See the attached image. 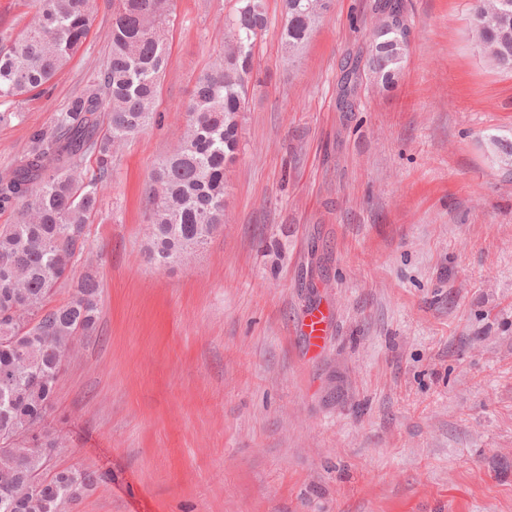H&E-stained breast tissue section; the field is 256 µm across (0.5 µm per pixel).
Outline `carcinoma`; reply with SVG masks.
<instances>
[{"mask_svg": "<svg viewBox=\"0 0 512 512\" xmlns=\"http://www.w3.org/2000/svg\"><path fill=\"white\" fill-rule=\"evenodd\" d=\"M170 0H112L110 48L88 90L53 125L32 132L27 152L0 176V210L17 220L0 229V436L25 430L0 449V512H70L97 481L95 473L58 469L34 448H64L50 432L48 408L71 337L95 330L100 314L96 277L70 281L83 252V229L96 213L112 159L155 121L158 80L169 64L165 41ZM223 52L195 82L177 146L151 176L146 256L159 268L182 265L226 223L225 172L240 146L256 41L265 30L264 0H237ZM333 0H283L281 43L296 56ZM27 30L0 46V106L43 92L82 47L96 0H30ZM365 67L384 87L408 53L400 0H379ZM472 39L495 64L512 71V0H472ZM360 66L344 70L342 108H353ZM93 158L95 170L87 168ZM70 282L71 298L51 304Z\"/></svg>", "mask_w": 512, "mask_h": 512, "instance_id": "carcinoma-1", "label": "carcinoma"}]
</instances>
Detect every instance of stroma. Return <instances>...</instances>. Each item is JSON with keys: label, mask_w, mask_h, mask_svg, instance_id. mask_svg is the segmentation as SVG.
Here are the masks:
<instances>
[{"label": "stroma", "mask_w": 512, "mask_h": 512, "mask_svg": "<svg viewBox=\"0 0 512 512\" xmlns=\"http://www.w3.org/2000/svg\"><path fill=\"white\" fill-rule=\"evenodd\" d=\"M236 0H171L156 123L112 163L75 274L100 316L62 365L74 512H512V73L471 40V0H402L398 82L362 73L377 0H334L289 60L265 0L227 227L185 265L145 258L153 167ZM112 0L46 93L0 122V175L92 84ZM328 316L324 346L298 327ZM360 75V66L358 63L350 64L345 70L343 75V81L341 84V105L342 109L346 112L352 111L353 100L352 95Z\"/></svg>", "instance_id": "stroma-1"}]
</instances>
